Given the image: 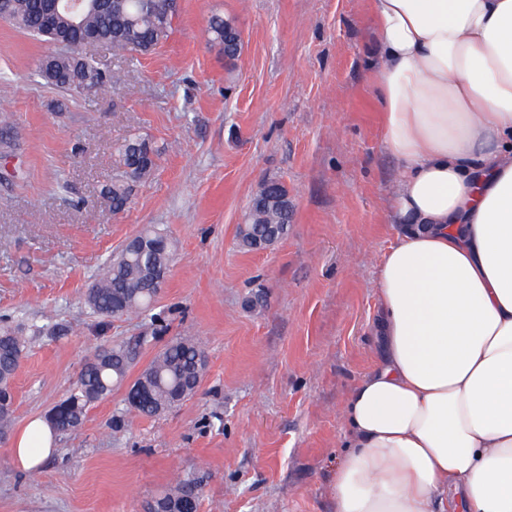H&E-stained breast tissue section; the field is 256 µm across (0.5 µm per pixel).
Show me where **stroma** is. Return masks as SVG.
<instances>
[{
    "mask_svg": "<svg viewBox=\"0 0 512 512\" xmlns=\"http://www.w3.org/2000/svg\"><path fill=\"white\" fill-rule=\"evenodd\" d=\"M241 31L226 63L203 31ZM370 0H178L155 50L89 56L122 72L109 91L56 89L38 72L50 43L0 20V320L20 327L14 428L46 415L93 352L115 342L148 364L194 337L196 393L156 417L113 416L126 390L92 404L35 470L0 440V512H145L176 479L202 476L198 512H335L343 407L380 352L375 279L394 238L374 84ZM157 149L124 210L106 194L116 148ZM265 180L293 206L285 238L237 246ZM168 228L174 262L150 313H93L85 293L113 252Z\"/></svg>",
    "mask_w": 512,
    "mask_h": 512,
    "instance_id": "1",
    "label": "stroma"
}]
</instances>
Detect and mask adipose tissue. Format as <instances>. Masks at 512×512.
<instances>
[{
	"label": "adipose tissue",
	"instance_id": "obj_1",
	"mask_svg": "<svg viewBox=\"0 0 512 512\" xmlns=\"http://www.w3.org/2000/svg\"><path fill=\"white\" fill-rule=\"evenodd\" d=\"M396 236L336 512H512V0H372ZM45 419L13 440L52 454Z\"/></svg>",
	"mask_w": 512,
	"mask_h": 512
}]
</instances>
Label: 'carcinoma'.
I'll return each mask as SVG.
<instances>
[{
    "instance_id": "obj_1",
    "label": "carcinoma",
    "mask_w": 512,
    "mask_h": 512,
    "mask_svg": "<svg viewBox=\"0 0 512 512\" xmlns=\"http://www.w3.org/2000/svg\"><path fill=\"white\" fill-rule=\"evenodd\" d=\"M41 0H0V18L13 23L26 33L53 40L59 28L58 21L47 20L40 8ZM176 0H112L102 11H88L80 19L93 28L103 43L115 51L136 46L148 53L165 41L171 31ZM233 21L214 15L208 21V42L220 48L231 59L237 47L230 45L229 31ZM74 59L65 57L58 62L56 84L71 90L74 78ZM155 151L139 136H131L118 147L119 174L107 190L116 211L122 210L128 200L127 180L141 178L155 166ZM275 192H264L259 185L254 198L264 200L261 207L248 208L245 224L239 226L237 244L251 252L257 242L272 243L269 228L274 226L277 239L288 235L292 221L288 191L273 182ZM153 241L168 240L167 247L144 255L123 251L103 267L97 284L90 289L86 305L98 315L120 318L142 314L151 307L161 289L155 281L154 270L173 262V241L164 229L150 227L145 232ZM26 339L7 326L0 328V433L10 429L13 416V381L25 354ZM203 350L191 336L179 337L169 344L142 370L136 382L143 380L152 387L150 399L127 401L125 414L112 419V427L125 424V415L153 417L194 395L201 383L205 362ZM133 351L123 343H114L94 352L84 364L70 394L54 405L56 418L50 422L57 436L67 435L84 422L89 407L112 393L127 378L134 363ZM200 482L180 480L155 500L151 508L157 512H197Z\"/></svg>"
}]
</instances>
